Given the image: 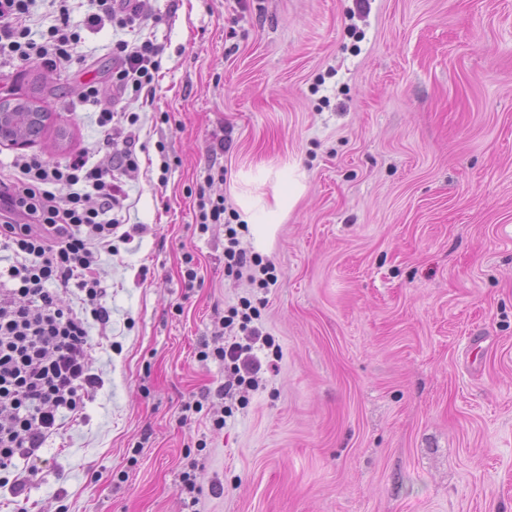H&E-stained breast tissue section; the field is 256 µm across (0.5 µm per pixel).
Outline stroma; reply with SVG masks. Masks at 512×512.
<instances>
[{
	"label": "stroma",
	"mask_w": 512,
	"mask_h": 512,
	"mask_svg": "<svg viewBox=\"0 0 512 512\" xmlns=\"http://www.w3.org/2000/svg\"><path fill=\"white\" fill-rule=\"evenodd\" d=\"M95 10L69 2L79 68L0 73L48 108L30 150L51 161L113 165L87 84L138 117L112 324L89 331L106 382L47 449L36 512H512V0H146L161 69L123 99ZM204 200L275 284L225 275ZM244 298L275 368L182 422L232 381L198 351Z\"/></svg>",
	"instance_id": "obj_1"
}]
</instances>
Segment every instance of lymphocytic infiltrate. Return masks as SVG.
Listing matches in <instances>:
<instances>
[{"mask_svg":"<svg viewBox=\"0 0 512 512\" xmlns=\"http://www.w3.org/2000/svg\"><path fill=\"white\" fill-rule=\"evenodd\" d=\"M36 0H0V70L39 63L72 67L77 35L69 31L68 0H51L59 22L33 38ZM90 25L105 22L136 37L118 40L112 85L125 97L149 87L158 70L159 46L141 37L142 0H96ZM0 489L17 512L26 505L35 477L46 464L44 448L65 425L84 421L86 404L104 385L92 372L91 324L108 326L112 309L99 273L112 254L118 227L105 215L125 196L123 182L83 156L49 162L35 154L14 156L0 170ZM225 224L224 271L265 289L275 266L241 249L239 228ZM261 312L251 300L230 308L227 325L238 332L222 347L200 350V360L223 362L238 385L258 382L261 348L274 341L257 327Z\"/></svg>","mask_w":512,"mask_h":512,"instance_id":"obj_1","label":"lymphocytic infiltrate"}]
</instances>
